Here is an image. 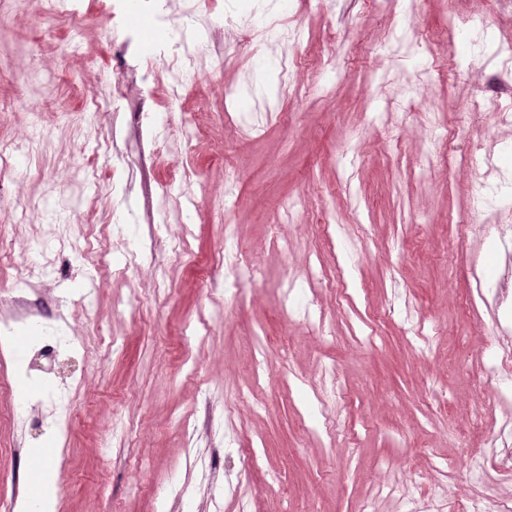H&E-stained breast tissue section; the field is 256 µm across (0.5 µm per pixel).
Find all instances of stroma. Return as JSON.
I'll use <instances>...</instances> for the list:
<instances>
[{"label": "stroma", "mask_w": 512, "mask_h": 512, "mask_svg": "<svg viewBox=\"0 0 512 512\" xmlns=\"http://www.w3.org/2000/svg\"><path fill=\"white\" fill-rule=\"evenodd\" d=\"M112 2L0 11V145L50 135L39 154L0 166V228L13 243L0 317L15 311L6 290L26 264L49 261L35 283L47 300L80 299L90 272L100 283L97 305L70 318L79 348L51 359L0 351V385L15 383L17 364L48 367L77 410L52 441L10 418L50 393H0V500L33 490L31 451L50 443L55 512H153L152 488L167 491L165 512H357L364 502L453 512L464 498L479 512L512 507L497 444L512 422V369L500 366L512 358V306L475 299L477 284L512 275V240L495 223L512 205V124L490 112L457 122L491 74L512 71V9L213 0L175 101V73L139 81L148 16ZM236 8L266 26L264 38L227 32ZM469 13L483 28L452 30ZM286 27L299 44L281 39ZM33 55L54 76L42 109L14 76ZM285 56L302 59L286 77ZM180 122L188 144L166 151ZM186 173L226 203L163 223L184 204ZM291 199L303 202L296 228L285 224ZM65 236L86 239L85 257L60 249ZM147 239L153 256L132 261ZM227 249L258 260L264 280L225 291ZM117 415L133 433L107 439ZM384 481L403 496L379 495Z\"/></svg>", "instance_id": "1"}]
</instances>
